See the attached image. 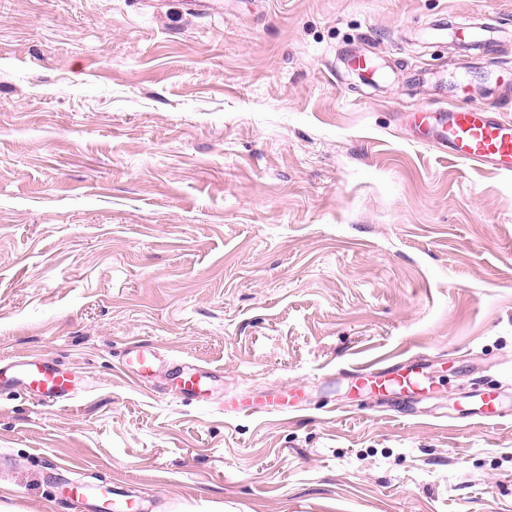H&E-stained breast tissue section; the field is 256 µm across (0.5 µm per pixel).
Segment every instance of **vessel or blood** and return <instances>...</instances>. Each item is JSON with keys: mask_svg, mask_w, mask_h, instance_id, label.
<instances>
[{"mask_svg": "<svg viewBox=\"0 0 512 512\" xmlns=\"http://www.w3.org/2000/svg\"><path fill=\"white\" fill-rule=\"evenodd\" d=\"M506 31L497 16H489L482 24H449L442 22L430 29V35L441 38L447 34L464 40L481 58L492 56ZM479 80L486 91L492 92L512 83V70L487 65ZM453 104L442 111L426 108L414 110L416 127L425 131L430 142L447 148L449 154L465 163H476L512 174V122L496 118L483 107L471 102L470 87L453 83L449 88ZM161 354L149 345L138 343L126 348L122 365L140 377L154 375L161 367ZM210 372L192 362L179 364L176 380L181 395L202 403L206 400ZM31 389L39 393L45 406L54 407L71 402L75 389L70 373L43 359H17L0 365V397L17 389ZM300 401L294 389L278 387L268 390L261 409L281 412L298 407ZM109 512H131V493L127 490L102 488L98 492Z\"/></svg>", "mask_w": 512, "mask_h": 512, "instance_id": "b4317fda", "label": "vessel or blood"}]
</instances>
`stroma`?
<instances>
[{
  "mask_svg": "<svg viewBox=\"0 0 512 512\" xmlns=\"http://www.w3.org/2000/svg\"><path fill=\"white\" fill-rule=\"evenodd\" d=\"M483 12L512 0H0V362L78 380L0 400V512L98 476L142 512H512V415L473 414L512 397V174L406 123L462 56L411 32ZM395 364L423 390H352ZM279 386L298 411L224 412ZM163 362L164 359L155 348L143 343L131 345L122 355V366L138 377L154 375ZM176 380L181 395L188 400H194L197 403H205V396L208 391L209 380L213 377L212 373L199 368L192 362L185 361L177 365ZM475 397H479L480 406L474 412L481 419H498L503 417V413L501 411V399L495 393H483L478 391Z\"/></svg>",
  "mask_w": 512,
  "mask_h": 512,
  "instance_id": "obj_1",
  "label": "stroma"
}]
</instances>
